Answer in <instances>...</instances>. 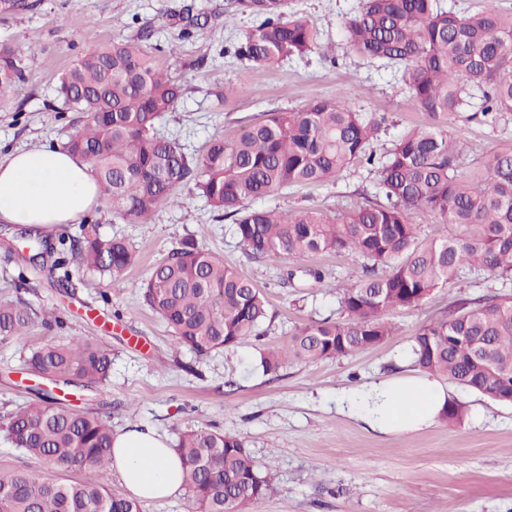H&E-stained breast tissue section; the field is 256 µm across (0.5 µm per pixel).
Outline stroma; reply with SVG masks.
I'll list each match as a JSON object with an SVG mask.
<instances>
[{
	"label": "stroma",
	"instance_id": "35a3bbf8",
	"mask_svg": "<svg viewBox=\"0 0 512 512\" xmlns=\"http://www.w3.org/2000/svg\"><path fill=\"white\" fill-rule=\"evenodd\" d=\"M37 2L31 11L0 15V44L19 48L30 64L27 81L0 97V156L60 146L83 126L86 114L66 109L57 97L61 73L87 48L137 38L142 28L152 32L144 48L185 88L156 132L179 138L191 153H202L212 138L237 137L264 113L297 110L313 99H339L371 118L378 131L370 148L377 154L426 120L410 98L403 67L370 63L349 50L345 25L360 0H288L290 11L312 25L318 48L272 68L233 57L260 20L225 12L224 0ZM189 3L205 24L185 34L177 15ZM506 130L512 132V112L493 126L460 118L448 127L464 147L465 166L496 149ZM375 183L368 166L354 165L333 183L291 187L261 204L333 214L359 204L361 192H374ZM91 229L139 248L122 283L76 268L69 284L60 285L50 263L26 260L31 235L0 223V298L23 297L53 316L24 339L0 336V418L36 399L43 384L26 368L22 352L77 337L112 357L109 384L84 391L78 407L101 414L113 430L140 426L173 443L197 429L239 436L261 468L275 475L272 491L251 512H512V404L452 384L448 391L461 421L387 435L369 430L341 404L369 383L412 374L408 351L416 330L446 316L457 300L488 292L494 278L470 276L437 290L418 309L388 314L396 334L356 355L267 374L259 365L261 351L285 348L306 323L337 317L339 288L361 272L357 257L326 253L277 264L251 259L230 222L218 218L191 184L148 223H127L101 204L77 223L58 226L46 241L55 247ZM187 238L263 290L271 319L260 341L199 355L145 304L142 282ZM314 269L322 271L321 281L311 277Z\"/></svg>",
	"mask_w": 512,
	"mask_h": 512
}]
</instances>
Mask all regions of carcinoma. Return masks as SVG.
<instances>
[{
  "mask_svg": "<svg viewBox=\"0 0 512 512\" xmlns=\"http://www.w3.org/2000/svg\"><path fill=\"white\" fill-rule=\"evenodd\" d=\"M262 17L239 43L235 57L264 68L318 48L306 20L288 14V0H229ZM346 42L367 60L407 68L414 105L428 121L400 135L381 156L369 150L370 119L341 101L316 99L298 111H274L235 140L212 139L202 154L162 138L155 124L174 110L184 88L160 70L137 41L114 39L90 48L59 78L58 95L87 122L62 149L91 167L112 213L130 223L148 221L189 183L254 259L310 258L347 252L362 260V275L342 288L341 317L308 323L284 351L268 350V371L285 361L314 362L354 355L393 335L389 311L422 305L439 288L472 273H487L504 292L457 302L445 318L422 326L410 347L420 372L512 403V141L458 172L462 155L448 124L482 93L469 119L493 122L512 112V15L487 9L459 16L440 0H363L346 25ZM16 49L0 47V95L27 79ZM374 168L378 192L349 211L328 215L302 208L288 214L253 202L298 185H323L350 166ZM435 219L455 228L430 241L421 225ZM34 257L55 255L58 282H70L71 264L121 281L137 254L123 239L88 232L60 250L36 242ZM145 302L180 344L199 353L238 347L261 336L269 319L263 293L224 259L185 241L155 266L142 285ZM48 323L22 298L0 300V335L22 338L37 321ZM39 377L60 389L95 388L109 379L110 353L87 341L46 344L25 356ZM39 401L9 414L5 431L19 450L85 481L0 471V512H139L138 503L105 483L112 463V428L101 417L38 393ZM175 450L183 486L198 512H247L272 489L237 436L186 432Z\"/></svg>",
  "mask_w": 512,
  "mask_h": 512,
  "instance_id": "carcinoma-1",
  "label": "carcinoma"
}]
</instances>
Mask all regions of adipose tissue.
<instances>
[{
	"instance_id": "ef3b65f1",
	"label": "adipose tissue",
	"mask_w": 512,
	"mask_h": 512,
	"mask_svg": "<svg viewBox=\"0 0 512 512\" xmlns=\"http://www.w3.org/2000/svg\"><path fill=\"white\" fill-rule=\"evenodd\" d=\"M101 192L89 165L52 147L17 150L0 158V223L43 233L73 224L97 206ZM436 379L413 375L370 384L349 401L373 429L400 433L431 426L448 405ZM112 469L133 497L163 499L182 488V463L166 440L129 428L114 435Z\"/></svg>"
}]
</instances>
